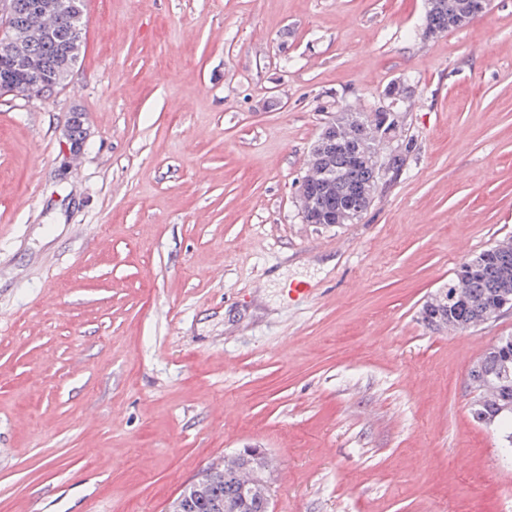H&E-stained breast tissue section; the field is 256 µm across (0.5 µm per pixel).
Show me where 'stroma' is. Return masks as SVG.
I'll use <instances>...</instances> for the list:
<instances>
[{"instance_id": "1", "label": "stroma", "mask_w": 512, "mask_h": 512, "mask_svg": "<svg viewBox=\"0 0 512 512\" xmlns=\"http://www.w3.org/2000/svg\"><path fill=\"white\" fill-rule=\"evenodd\" d=\"M424 12L86 0L65 85L0 92V512H166L243 448L275 512H512L468 380L512 310L420 314L512 237V0L434 39ZM397 82L402 169L306 223L322 128ZM217 472H221L220 470V466L217 465V463H213L211 464L209 467H207L206 470H203L202 471V474L197 478H195L194 481L190 482L189 484L187 485H190L186 491V493H184L179 499L176 500L177 496L175 498H173L169 505H168V508H167V512H182V511H185L184 507H183V504L185 502V499H189V493L191 494H194L198 491V489H200L201 487H203L208 480H211L213 482V484H217L216 481L217 480H221L223 481V479H220V478H216V479H210L208 476L210 475H213Z\"/></svg>"}]
</instances>
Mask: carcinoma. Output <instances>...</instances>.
<instances>
[{
  "label": "carcinoma",
  "instance_id": "1",
  "mask_svg": "<svg viewBox=\"0 0 512 512\" xmlns=\"http://www.w3.org/2000/svg\"><path fill=\"white\" fill-rule=\"evenodd\" d=\"M22 9L10 18L13 28L23 38L24 51L35 65L43 67L51 79L13 68L0 61V85L12 87L21 96L50 94L62 87L82 51V39L69 35L82 24V17L53 13L54 0H20ZM466 0H428L423 28L440 36L464 26L455 17L465 10ZM394 120L384 121L380 110L364 115L343 114L328 123L318 138V151L309 155L303 177V193L299 194L303 219L317 224L329 214H340L341 221L367 210L362 189L373 185L372 171L364 156L377 151L379 142L372 130L384 126L389 136L396 137ZM502 258L488 248L464 262L442 295L433 294L425 305L438 313L429 327L467 329L483 323L482 310L500 297H512V242L503 241ZM469 380L480 397L473 416L483 417L492 425L512 421V338L496 344V354H484L472 366ZM227 481L224 495L233 501L234 486L247 479V473L235 458L224 465Z\"/></svg>",
  "mask_w": 512,
  "mask_h": 512
}]
</instances>
